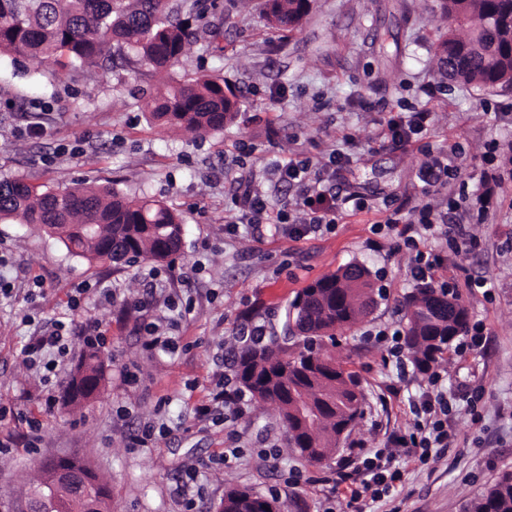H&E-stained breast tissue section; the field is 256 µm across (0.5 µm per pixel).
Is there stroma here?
I'll return each mask as SVG.
<instances>
[{
    "label": "stroma",
    "instance_id": "1",
    "mask_svg": "<svg viewBox=\"0 0 512 512\" xmlns=\"http://www.w3.org/2000/svg\"><path fill=\"white\" fill-rule=\"evenodd\" d=\"M446 23L439 0H315L295 32L270 29L258 0H216L193 27L185 55L166 71L141 61L111 70L62 71L29 59L0 56V179L25 177L55 188L74 181L112 183L131 196L157 199L180 214V251L169 263L113 266L68 253L35 224L0 222V275L12 292L0 295V512L37 460L79 453L109 479L112 512H182L175 489L185 470L199 472L196 512H217L225 493L246 488L276 499L283 512H345L330 481L360 449H382L407 428L409 404L426 387L418 372L401 376L376 334L404 329V299L416 283L391 232L373 234L376 217L361 213L333 232L298 241L254 239L224 231V201L238 177L256 174L275 201L293 187L268 171L296 150L318 158L352 135V163L338 177L375 199L418 203L419 146L383 144V109L408 112L434 86L436 124L425 136L435 148L454 145L457 174L448 189L470 210L483 170L502 165L495 141L512 139V90L479 89L440 77L433 47ZM205 75L224 82L240 111L222 132L206 137L151 122L148 104L160 90ZM39 119L44 134L26 129ZM480 245L449 254L448 272L470 321L486 325L482 345L450 355L442 382L449 392L482 388L481 419L453 403L452 442L435 461L404 467L389 495L369 512H463L466 502L512 472V179L489 195L484 223L472 224ZM367 267L381 289L371 313L336 333V355L361 382L364 412L339 452L319 464L287 448V431L273 406L248 401L235 428L236 463L216 466L225 430L200 417L198 405L224 384L227 350L247 323L282 333L284 311L303 288L349 264ZM89 286L79 311L75 288ZM146 300L143 312L127 310ZM189 312H182V305ZM74 321L70 348L54 371L31 363L25 347L55 321ZM156 325L174 349H150ZM106 338L101 393L79 409L64 401L74 365L86 347L84 330ZM54 405H47V398ZM40 426L37 448L20 436ZM279 450L278 464L260 451Z\"/></svg>",
    "mask_w": 512,
    "mask_h": 512
}]
</instances>
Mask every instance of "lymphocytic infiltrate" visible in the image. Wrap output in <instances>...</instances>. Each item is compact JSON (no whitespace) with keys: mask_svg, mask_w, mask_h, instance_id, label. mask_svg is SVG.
<instances>
[{"mask_svg":"<svg viewBox=\"0 0 512 512\" xmlns=\"http://www.w3.org/2000/svg\"><path fill=\"white\" fill-rule=\"evenodd\" d=\"M433 116L431 108L426 106L411 112L391 113L381 135L393 147L407 148L427 132ZM349 163L350 155L342 148L319 159L296 155L277 169L279 182L296 189L292 202L279 207L256 191L254 178L239 180L227 206L229 227L245 224L259 236L274 231L299 240L321 229L334 228L339 218L372 211L373 203L360 192L333 186L336 169ZM449 175L447 153H429L417 173L420 204L407 211L387 200L380 209L384 226L397 232L400 247L410 254L412 276L418 282L433 279L438 270L448 266L442 249L422 248V241L441 239L458 253L473 250L478 245L476 237L462 225L450 223V212L458 208L456 202H449L444 210L429 202L430 197L447 187ZM441 378V370L432 372L428 387L411 405L413 419L408 430L391 437V450H377L373 456L353 460L337 471L336 485L347 486L349 490V512H363L360 506L363 496L378 498L400 481L399 456L405 455L424 464L448 446L451 406Z\"/></svg>","mask_w":512,"mask_h":512,"instance_id":"1","label":"lymphocytic infiltrate"}]
</instances>
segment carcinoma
Instances as JSON below:
<instances>
[{
    "instance_id": "carcinoma-1",
    "label": "carcinoma",
    "mask_w": 512,
    "mask_h": 512,
    "mask_svg": "<svg viewBox=\"0 0 512 512\" xmlns=\"http://www.w3.org/2000/svg\"><path fill=\"white\" fill-rule=\"evenodd\" d=\"M311 0H264L268 25L297 29ZM448 28L434 47L439 75L478 88H512V0H442ZM193 36L186 19L168 0H0V55L48 61L60 69L95 67L129 54L160 69L177 61ZM153 119L200 137L224 130L238 101L218 81L198 76L171 87L149 103ZM0 213L6 221L40 224L68 252L88 261L117 264L127 255L156 263L172 260L181 244L182 224L166 205L128 198L115 188L84 183L40 190L23 177L0 180ZM81 224H95L101 241L85 239ZM374 281L362 265L351 264L304 288L287 309L289 335L237 350L235 379L252 399L273 405L288 429V448L318 463L339 450L362 413L365 396L357 375L323 350L336 346V330L351 329L375 304ZM405 343L417 371L442 359L467 326L459 295L425 285L405 300ZM104 359L86 349L68 386V403L78 409L99 388ZM71 479L55 484L41 469L27 476L26 497L46 492L55 512H110L107 477L88 458L75 454ZM262 497L230 489L219 512H262ZM465 512H512V472L504 473Z\"/></svg>"
}]
</instances>
